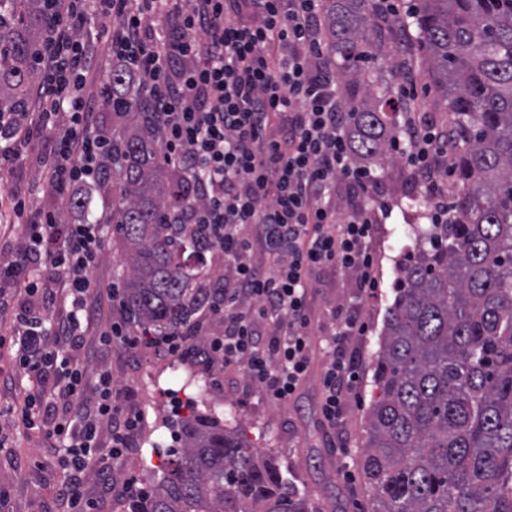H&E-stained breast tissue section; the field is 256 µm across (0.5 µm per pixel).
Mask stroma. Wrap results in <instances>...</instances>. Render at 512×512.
Segmentation results:
<instances>
[{"label":"stroma","mask_w":512,"mask_h":512,"mask_svg":"<svg viewBox=\"0 0 512 512\" xmlns=\"http://www.w3.org/2000/svg\"><path fill=\"white\" fill-rule=\"evenodd\" d=\"M375 66L378 77L394 86L400 82V67L410 69L418 90L414 108L440 124L453 125V115L435 92L429 64L416 39L384 41ZM54 151L53 138L33 133L23 163L0 176V195L25 196L31 211L58 210L70 221L79 218V211L40 176ZM370 170L377 178L375 193L393 204L377 225L374 239L381 286L375 297L363 300L349 278L327 274L312 291V312L322 322H329L331 308L354 305L368 325L365 335L352 337L346 344L361 367V378L344 397L342 429H326L319 413L320 375L327 361L324 337L313 339L314 359L306 382L292 399L277 405L250 383L242 365L231 363L213 370L198 364L184 366L205 385L204 390L186 392V399L238 429L248 447L287 467L292 481L307 497L309 512H360L367 505L370 488L361 471V457L369 439L368 408L378 395L373 383L378 338L392 303L399 265L415 248L414 230L428 222L426 214L408 206L410 197L420 196L421 191L399 158L384 155ZM121 253L115 234L106 232L101 262L91 274L101 296L91 320L92 331L124 315L120 304L107 298L111 285L122 279ZM167 363V357L152 351L133 355L114 345L98 346L93 358L85 362L89 372L100 365L110 367L123 403L145 417L133 448L115 464L111 477L93 474L87 480L86 496L93 502L90 512H120L114 488L128 478H136L148 488L159 478L161 462L176 445L173 426L182 417L166 396L167 390L179 389L182 380L165 373ZM155 370L162 373L160 388L150 395L145 382ZM28 386L26 378L16 372L15 347H0V408L21 402ZM0 433L9 443L8 449L0 452V512H63V503L53 493L62 469V451L55 448L53 440L19 426L7 415L0 417Z\"/></svg>","instance_id":"obj_1"}]
</instances>
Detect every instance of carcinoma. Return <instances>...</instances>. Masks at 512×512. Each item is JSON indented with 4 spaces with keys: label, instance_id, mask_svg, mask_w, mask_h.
Here are the masks:
<instances>
[{
    "label": "carcinoma",
    "instance_id": "carcinoma-1",
    "mask_svg": "<svg viewBox=\"0 0 512 512\" xmlns=\"http://www.w3.org/2000/svg\"><path fill=\"white\" fill-rule=\"evenodd\" d=\"M55 0H0V112H26ZM435 92L455 121L452 219L419 231L400 264L376 352L368 412L365 512H512V0H419L411 12ZM371 0H326L330 53L351 79L357 162L388 152L399 100L362 64L380 45ZM112 222L123 246L122 304L133 331L162 336L203 305L208 245L198 226L166 224L195 198L159 163L146 100L112 70ZM154 488L124 512H307L273 458L201 413Z\"/></svg>",
    "mask_w": 512,
    "mask_h": 512
}]
</instances>
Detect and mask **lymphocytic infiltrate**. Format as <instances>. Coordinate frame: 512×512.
<instances>
[{
  "label": "lymphocytic infiltrate",
  "instance_id": "lymphocytic-infiltrate-1",
  "mask_svg": "<svg viewBox=\"0 0 512 512\" xmlns=\"http://www.w3.org/2000/svg\"><path fill=\"white\" fill-rule=\"evenodd\" d=\"M57 2L41 51L49 79L37 110L0 113V167L20 164L39 129L57 136L42 175L59 194L99 184L112 137L97 129L95 105L83 93L91 49L78 27L89 8L113 17L119 26L105 64L142 85L162 155L195 187L194 203L171 221L202 225L228 271L193 323L144 342L118 321L100 332V343L132 353L145 345L178 359L200 355L210 366L237 362L270 402L289 400L310 372L313 338L324 328L312 316L311 288L321 274L338 272L352 278L359 296H374L380 282L372 242L390 209L372 198L370 170L353 161L350 113L324 38L323 0ZM159 18L165 31L154 28ZM401 81L405 106L394 152L424 188L431 223L444 224L450 217L445 161L454 136L412 109L417 93L409 71ZM341 182L361 193L363 206L343 212L336 202ZM27 207L25 198L13 197L26 243L0 260V285L24 293L7 334L31 383L11 414L55 438L65 455L59 496L67 512H85L89 473H111L143 417L121 402L108 368L90 380L72 356L88 343L84 322L96 303L91 273L103 254L104 220L66 226L60 211L31 216ZM248 225L255 237L244 235ZM48 270L54 279L45 278ZM58 303L65 314L55 319L50 310ZM331 315L319 409L323 424L336 430L344 422L343 392L359 379L346 341L363 335L367 324L355 310ZM104 428L105 452L98 447Z\"/></svg>",
  "mask_w": 512,
  "mask_h": 512
}]
</instances>
